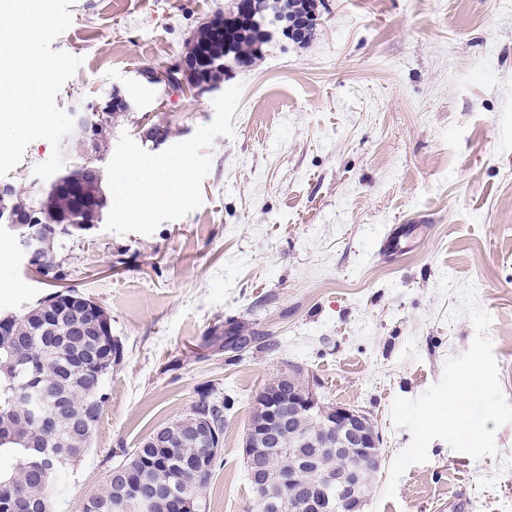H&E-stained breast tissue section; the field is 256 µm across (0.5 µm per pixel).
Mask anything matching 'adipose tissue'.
Returning <instances> with one entry per match:
<instances>
[{
  "label": "adipose tissue",
  "mask_w": 512,
  "mask_h": 512,
  "mask_svg": "<svg viewBox=\"0 0 512 512\" xmlns=\"http://www.w3.org/2000/svg\"><path fill=\"white\" fill-rule=\"evenodd\" d=\"M189 186L186 165H179L160 175L156 173L152 161L137 158L114 172L109 191L122 201L126 217L141 220L155 201L175 200Z\"/></svg>",
  "instance_id": "adipose-tissue-1"
}]
</instances>
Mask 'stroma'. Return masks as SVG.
<instances>
[{
    "mask_svg": "<svg viewBox=\"0 0 512 512\" xmlns=\"http://www.w3.org/2000/svg\"><path fill=\"white\" fill-rule=\"evenodd\" d=\"M304 40L275 39L219 89L146 82L183 62L200 25L235 0H74L53 49L82 66L56 98L84 112L128 95L101 163L141 156L167 167L189 156L190 192L142 221L108 202L90 242L59 259L66 285L104 308L121 357L90 446L68 471L53 512H84L114 467L157 425L189 412L203 389L225 400L224 445L205 512H253L243 438L254 398L297 368L326 405L369 413L383 462L364 512H512V422L497 456L473 459L441 440L383 493L412 435L395 398L440 381L476 331L458 314L473 286L503 394L512 403V0H313ZM169 129L162 145L143 136ZM34 141L1 178L46 188ZM407 227L395 263L374 254ZM18 251L0 261V315L52 293ZM456 318H449V311ZM256 332L224 349L232 327Z\"/></svg>",
    "mask_w": 512,
    "mask_h": 512,
    "instance_id": "35a3bbf8",
    "label": "stroma"
}]
</instances>
